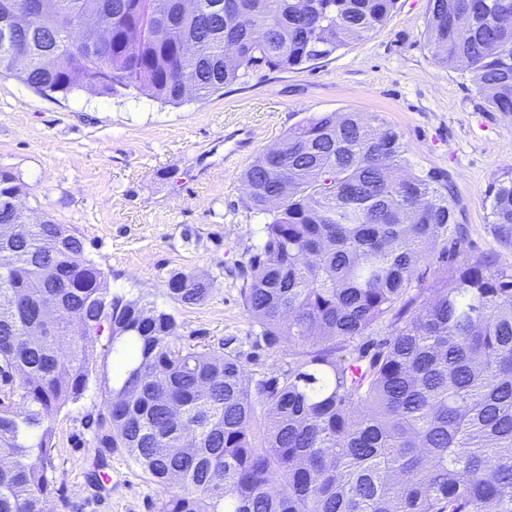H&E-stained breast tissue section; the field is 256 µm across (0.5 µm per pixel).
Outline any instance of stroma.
<instances>
[{"label": "stroma", "mask_w": 512, "mask_h": 512, "mask_svg": "<svg viewBox=\"0 0 512 512\" xmlns=\"http://www.w3.org/2000/svg\"><path fill=\"white\" fill-rule=\"evenodd\" d=\"M427 11L428 0H398L384 26L329 58L298 70L253 69L179 107L139 93L43 95L2 73L0 167L25 184L31 218L47 213L76 230L114 291L171 310L181 343L224 344L250 374L279 373L288 351L256 338L234 272L265 221L250 208L242 175L313 113L361 112L394 127L413 169L447 173L454 184L465 234L449 242L452 258H512L488 218L489 188L512 169V116L488 110L463 65L434 64ZM174 270L221 282L204 304L184 307L165 294ZM102 411L94 377L56 415L48 512H155L163 490L98 443Z\"/></svg>", "instance_id": "1"}]
</instances>
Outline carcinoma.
Masks as SVG:
<instances>
[{
	"mask_svg": "<svg viewBox=\"0 0 512 512\" xmlns=\"http://www.w3.org/2000/svg\"><path fill=\"white\" fill-rule=\"evenodd\" d=\"M0 0V74L41 92H143L203 101L250 69L326 59L383 26L397 0ZM438 66L462 63L494 112H512V0H428ZM270 216L242 263L246 316L288 367L258 378L232 351L179 342L175 315L112 291L81 237L28 221L0 169V512H46L53 414L78 401L94 343L100 442L164 495L157 512H512V262L448 265L462 236L447 175L410 171L399 133L361 112L300 120L243 174ZM512 247V171L489 191ZM439 253H434L436 246ZM175 303L217 278L174 271ZM65 314L35 332L42 298ZM389 319L373 354L345 346Z\"/></svg>",
	"mask_w": 512,
	"mask_h": 512,
	"instance_id": "carcinoma-1",
	"label": "carcinoma"
}]
</instances>
